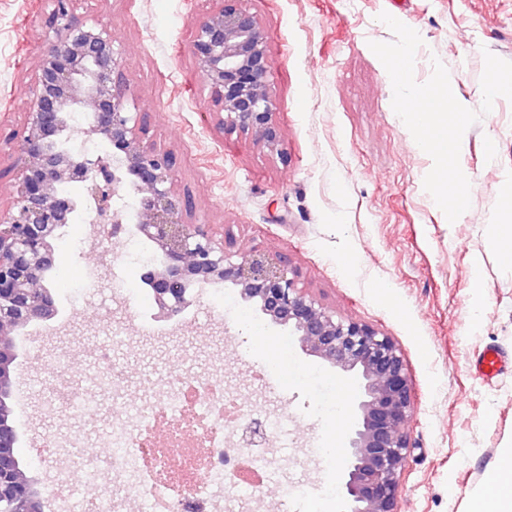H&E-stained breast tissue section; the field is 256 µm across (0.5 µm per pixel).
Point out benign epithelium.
Returning <instances> with one entry per match:
<instances>
[{
    "label": "benign epithelium",
    "mask_w": 512,
    "mask_h": 512,
    "mask_svg": "<svg viewBox=\"0 0 512 512\" xmlns=\"http://www.w3.org/2000/svg\"><path fill=\"white\" fill-rule=\"evenodd\" d=\"M48 39L31 90L20 136H10L17 168L10 205L0 209V512H44L47 486L29 475L19 456V436L9 400L16 380L15 336L55 315L47 287L53 241L86 207L98 233L115 236L125 224L157 247L145 279L158 317L172 320L189 304L188 291L230 283L276 325L288 328L302 350L338 372H356L362 398L349 440L342 484L346 512H398L399 477L411 448L404 431L413 410L404 353L374 328L327 311L298 287L286 261L261 250L233 254L202 224L185 221L195 203L174 190L175 159L143 144L141 113L130 108L119 81L120 52L111 33L75 18L74 0H50ZM220 5L199 21L191 41L195 63L219 107L218 128L254 136L278 151L276 104L267 81L266 37L242 0ZM87 114L77 127L72 117ZM94 137L112 152L91 160L75 148ZM85 184V201L63 193ZM147 191L134 210L113 207L130 193Z\"/></svg>",
    "instance_id": "benign-epithelium-1"
}]
</instances>
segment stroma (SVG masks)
Returning <instances> with one entry per match:
<instances>
[{
    "instance_id": "obj_1",
    "label": "stroma",
    "mask_w": 512,
    "mask_h": 512,
    "mask_svg": "<svg viewBox=\"0 0 512 512\" xmlns=\"http://www.w3.org/2000/svg\"><path fill=\"white\" fill-rule=\"evenodd\" d=\"M215 0H76L75 15L107 27L147 143L176 158L175 188L192 195L190 220L227 249L282 256L303 292L340 318L366 323L402 350L414 390L405 430L412 448L400 477L401 512H472L486 495L500 453L512 443V370L488 380L481 352H512V268L499 260L497 221L512 192V102L499 99L468 133L462 162L471 206L448 223L423 179L421 153L392 108L386 69L369 47L394 35L380 13L398 17L423 44L414 77L432 58L472 110L482 104L484 52L512 61V0H243L267 37L268 88L276 102L280 153L254 137L220 133L210 89L190 51L192 34ZM49 0H0V134L20 132L46 39ZM497 151L488 155L486 143ZM49 329L16 338L20 380L11 405L20 454L31 474L56 481L61 462L41 456L46 435L81 460L110 457L114 415L155 405L172 371L223 378L247 409L281 417L270 459L321 512H341L344 449L355 419L357 375L336 374L306 355L286 328L216 285L192 289L179 321L157 319L144 272L155 245L127 227L119 241L97 237L84 212L54 241ZM112 260H98L103 251ZM481 290H474V282ZM118 336L109 389L91 379L97 349ZM276 364L257 383L253 372ZM80 383L96 415L49 410L60 378ZM121 495V482L56 490L45 512H70L71 499Z\"/></svg>"
}]
</instances>
